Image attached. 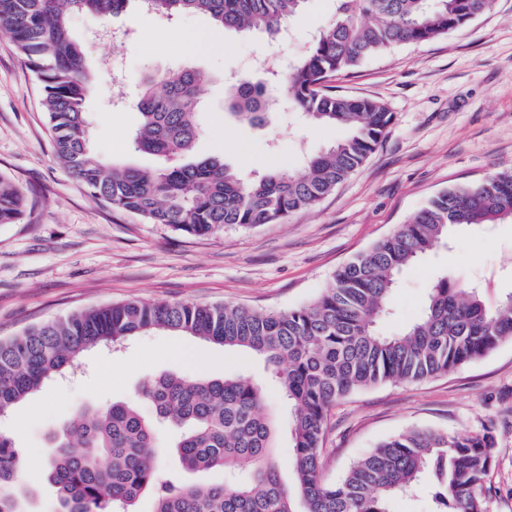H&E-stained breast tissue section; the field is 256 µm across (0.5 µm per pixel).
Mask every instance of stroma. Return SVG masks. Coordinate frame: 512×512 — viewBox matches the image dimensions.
<instances>
[{
	"label": "stroma",
	"mask_w": 512,
	"mask_h": 512,
	"mask_svg": "<svg viewBox=\"0 0 512 512\" xmlns=\"http://www.w3.org/2000/svg\"><path fill=\"white\" fill-rule=\"evenodd\" d=\"M335 8V0H309L279 40L261 32L221 35L206 15L171 20L142 10L137 0L107 21L72 16L73 34L94 72L85 110L96 152L109 163L157 165L156 157L131 147L140 124L136 101L145 76L181 68L210 77L196 157L224 160L245 180L301 167L306 156L342 138L343 129L310 126L285 101L262 124L239 121L226 104L227 83L263 78L256 66L261 57L288 69ZM106 28L126 31L125 42L99 38ZM334 85L342 94L378 99L394 115L365 163L317 206L285 223L186 237L113 211L70 176L54 155L41 87L0 33V175L28 199L21 223L0 224V338L127 299L281 311L308 305L337 267L433 195L512 165V0H496L490 13L447 37L370 58L338 75ZM443 273L476 284L490 306L511 295L512 223L468 228L404 270L380 331L398 333L420 314ZM80 364L78 375L48 383L0 418V431L20 447L31 492L27 512H61L45 459L51 429L78 411L133 401L150 419L153 408L139 392L161 374H264L263 361L250 354L162 331L128 342L119 353L87 352ZM413 428L490 432V510L512 512V342L447 375L378 385L338 402L325 435L324 479H341L381 441Z\"/></svg>",
	"instance_id": "obj_1"
}]
</instances>
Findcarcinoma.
Masks as SVG:
<instances>
[{"label": "carcinoma", "instance_id": "obj_1", "mask_svg": "<svg viewBox=\"0 0 512 512\" xmlns=\"http://www.w3.org/2000/svg\"><path fill=\"white\" fill-rule=\"evenodd\" d=\"M128 0H0V32L43 89L42 106L56 157L86 191L113 210L165 224L186 236L227 225L279 224L317 206L375 150L393 120L381 101L336 93L331 82L365 60L462 29L496 0H336L321 29L288 71L271 75L288 102L312 122L346 135L299 169L244 182L216 158L187 160L205 76L171 70L143 83L134 151L159 157L155 168L108 166L94 151L85 101L93 81L70 16L108 19ZM169 18L211 17L224 30L277 35L307 0H141ZM230 108L251 123L271 112L268 86L231 84ZM22 189L0 177V224L25 214ZM512 223V167L433 196L369 250L339 267L310 304L288 311L232 305L146 303L130 299L78 311L0 339V416L48 382L76 369L84 352L114 347L151 331L193 336L262 359L291 409L288 489L271 456L272 424L260 385L242 377L165 374L142 395L169 422L185 473L221 469L228 479L190 483L159 464L152 422L133 402L81 411L55 426L46 461L62 512H132L143 494L154 512H393L394 501L427 486L433 512H488L486 477L495 441L488 432L411 429L354 462L337 482L323 478L330 409L347 395L382 383H415L452 372L512 341V294L495 307L476 287L441 276L422 313L395 336L376 323L389 312L397 276L448 242L463 226ZM23 461L13 436L0 432V512H26Z\"/></svg>", "mask_w": 512, "mask_h": 512}]
</instances>
